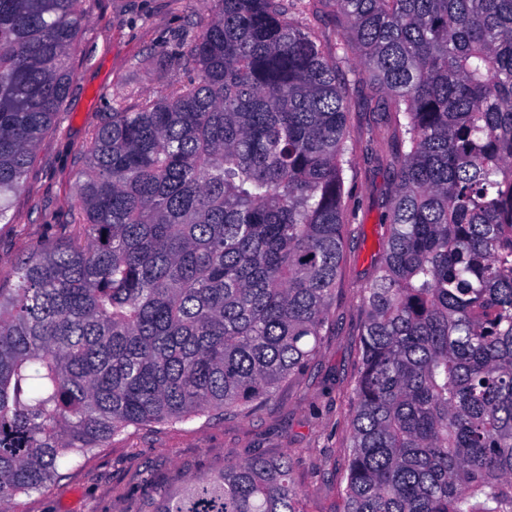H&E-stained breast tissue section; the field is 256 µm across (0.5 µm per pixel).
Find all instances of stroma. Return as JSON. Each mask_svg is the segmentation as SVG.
Wrapping results in <instances>:
<instances>
[{
  "mask_svg": "<svg viewBox=\"0 0 512 512\" xmlns=\"http://www.w3.org/2000/svg\"><path fill=\"white\" fill-rule=\"evenodd\" d=\"M193 0H88L82 42L68 60L69 94L40 139L8 220L0 223V288L37 251L79 232L73 186L91 133L110 105L164 96L184 74L174 54L195 28ZM366 87L351 89L348 127L355 153L344 172L343 260L334 322L306 369L279 384L248 416L212 415L150 423L112 437L106 447L64 459L60 478L21 497L18 512H142L149 499L251 456H289L308 512H342L341 476L351 440V384L371 282L395 179L386 158L391 122L372 111Z\"/></svg>",
  "mask_w": 512,
  "mask_h": 512,
  "instance_id": "obj_1",
  "label": "stroma"
}]
</instances>
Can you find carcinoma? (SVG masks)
<instances>
[{
  "mask_svg": "<svg viewBox=\"0 0 512 512\" xmlns=\"http://www.w3.org/2000/svg\"><path fill=\"white\" fill-rule=\"evenodd\" d=\"M87 0H0V222L67 97ZM206 0L185 79L91 135L83 238L0 289V512L147 423L247 413L316 355L347 223L349 77L396 190L352 386L344 512H512V0ZM252 457L145 512H307ZM328 1L311 2V7L313 4H318L316 6L321 7L323 12V21L320 28L323 33L322 38L328 46H333L336 43V38L341 36L346 23L336 20V9Z\"/></svg>",
  "mask_w": 512,
  "mask_h": 512,
  "instance_id": "1",
  "label": "carcinoma"
}]
</instances>
